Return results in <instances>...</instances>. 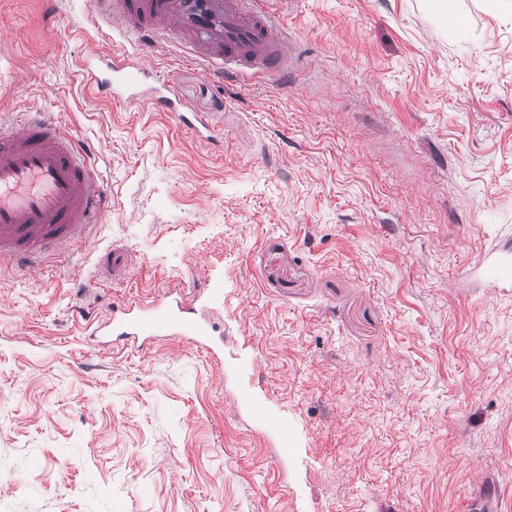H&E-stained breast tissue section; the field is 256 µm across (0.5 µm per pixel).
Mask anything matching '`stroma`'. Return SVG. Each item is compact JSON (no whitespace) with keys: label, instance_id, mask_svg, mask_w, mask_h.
<instances>
[{"label":"stroma","instance_id":"obj_1","mask_svg":"<svg viewBox=\"0 0 512 512\" xmlns=\"http://www.w3.org/2000/svg\"><path fill=\"white\" fill-rule=\"evenodd\" d=\"M55 5L0 0V114L89 144L112 207L0 262V512H512V285L481 264L512 248V8L286 0L278 78L144 50L208 141L91 95L86 45H128ZM179 300L206 347L87 344Z\"/></svg>","mask_w":512,"mask_h":512}]
</instances>
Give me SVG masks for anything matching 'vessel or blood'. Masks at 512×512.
Instances as JSON below:
<instances>
[{"mask_svg": "<svg viewBox=\"0 0 512 512\" xmlns=\"http://www.w3.org/2000/svg\"><path fill=\"white\" fill-rule=\"evenodd\" d=\"M94 11L134 39L158 43L178 39L192 59L210 71L234 77L287 71L291 41L277 10L261 0H93ZM110 77L89 59L79 71L93 94L139 102L147 69L131 70L125 55H114ZM110 203L96 176L91 152L42 113L27 112L0 121V260L29 271L41 269L44 255L64 253L86 239ZM198 323L171 306H129L111 324L94 328L93 345L153 342L180 336L200 341Z\"/></svg>", "mask_w": 512, "mask_h": 512, "instance_id": "obj_1", "label": "vessel or blood"}]
</instances>
